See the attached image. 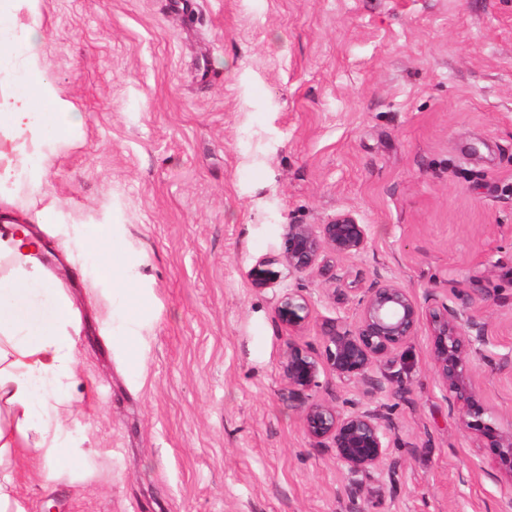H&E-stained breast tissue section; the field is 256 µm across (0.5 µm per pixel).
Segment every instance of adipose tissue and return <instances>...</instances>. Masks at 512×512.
Listing matches in <instances>:
<instances>
[{"mask_svg": "<svg viewBox=\"0 0 512 512\" xmlns=\"http://www.w3.org/2000/svg\"><path fill=\"white\" fill-rule=\"evenodd\" d=\"M44 35L28 30L22 46L0 39V58L20 57L21 90L0 93V182L13 176L15 157L36 146L45 130L68 136L82 117L71 104L50 94L47 111H37L32 87L47 86L40 66ZM85 238L106 262L102 269L113 287L125 284L126 252L109 228L89 227ZM36 243L18 235L13 224L0 228V467L24 456L51 480L71 474L83 448L64 425L72 410L69 388L75 377L77 344L70 330L75 310L58 287L46 284Z\"/></svg>", "mask_w": 512, "mask_h": 512, "instance_id": "adipose-tissue-1", "label": "adipose tissue"}]
</instances>
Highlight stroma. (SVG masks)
I'll return each instance as SVG.
<instances>
[{
    "instance_id": "obj_1",
    "label": "stroma",
    "mask_w": 512,
    "mask_h": 512,
    "mask_svg": "<svg viewBox=\"0 0 512 512\" xmlns=\"http://www.w3.org/2000/svg\"><path fill=\"white\" fill-rule=\"evenodd\" d=\"M41 0L5 5L1 35L44 31L50 89L82 114L48 132L0 186V225H27L77 310L74 439L92 474L49 481L13 465L27 512H352L334 456L302 429L280 366L353 321L354 291L392 275L418 298L490 325L480 393L512 423V0ZM53 206V221L36 214ZM350 210L367 249L323 277L278 256L290 224ZM112 227L141 301L112 344L120 301L83 244ZM265 260L269 287L254 288ZM305 285L298 337L279 321ZM405 397L385 396L404 462L375 512H500L496 451L449 414L417 336ZM311 300L307 288L302 285L288 289L278 306L277 315L288 331L299 332L310 318Z\"/></svg>"
}]
</instances>
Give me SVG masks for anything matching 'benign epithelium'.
Segmentation results:
<instances>
[{
  "mask_svg": "<svg viewBox=\"0 0 512 512\" xmlns=\"http://www.w3.org/2000/svg\"><path fill=\"white\" fill-rule=\"evenodd\" d=\"M370 225L352 211H339L323 224H289L282 262L288 271L304 275L319 269L334 285L341 281L336 260L352 258L368 246ZM473 294L455 291V302H441L433 294L419 300L414 291L393 276L379 275L356 292L357 318L352 324L333 319L323 323L324 351L316 354L292 343L282 363L288 387L309 393L302 411L305 436L316 448H327L344 470V493L369 502L377 492L375 476L395 475L402 461L391 454L397 422L386 404L365 406L355 399L343 405L316 396L326 373L340 383L384 395L389 384L406 392L399 376H377L379 366L393 367L405 348L423 329L431 340L430 357L439 385L446 391L448 412L497 448L498 469L512 482V424L501 427L484 404L472 374V365L489 342L488 324L471 313ZM307 289H288L278 306L280 322L291 332L310 318Z\"/></svg>",
  "mask_w": 512,
  "mask_h": 512,
  "instance_id": "benign-epithelium-1",
  "label": "benign epithelium"
}]
</instances>
